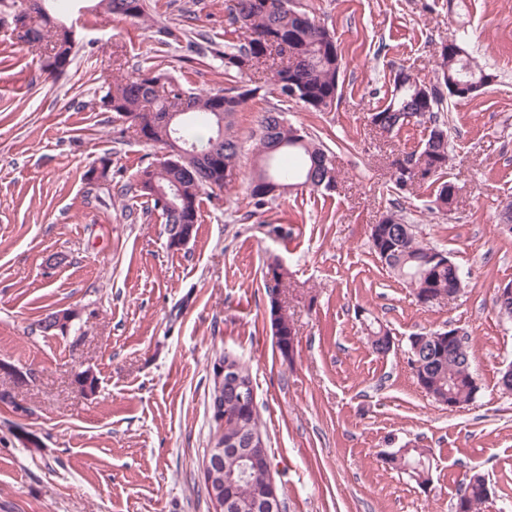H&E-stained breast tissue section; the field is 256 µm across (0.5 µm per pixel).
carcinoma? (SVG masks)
Listing matches in <instances>:
<instances>
[{
	"mask_svg": "<svg viewBox=\"0 0 512 512\" xmlns=\"http://www.w3.org/2000/svg\"><path fill=\"white\" fill-rule=\"evenodd\" d=\"M106 12L131 19L147 17L146 0H106ZM280 0H236L229 14V25L245 29L249 37L241 42L224 38V72L243 77L252 70L266 67L274 70V81L280 94L303 102L315 112L332 109L339 98L340 77L344 71L343 56L335 34L294 6L280 8ZM63 20L46 13L43 20L30 27L24 43L44 48L43 71L62 73L71 64L74 46L60 33ZM483 71L467 58L441 56L437 83L431 86V97L423 100L415 91L401 86L406 70L394 74L387 100L378 110L389 127L396 131L407 125L405 117L419 115L415 123L426 126L427 137L422 147L408 152L415 158L421 172L420 184L434 188L435 208L450 211L459 195L455 183L446 179L450 161L448 136L436 129L447 130L440 120V106L445 101L443 89L450 80ZM258 91L245 85L200 96L180 83L153 69H141L118 78L103 97L113 118L131 126L142 125L141 142L148 147L166 148L172 136L190 150V157L173 167L164 156L139 171L136 187L151 202L152 210L160 213L164 224H181L185 214L171 209L161 196L142 187L147 176L158 185L179 184L190 223L198 221L200 198L215 190L233 187L240 179L239 159L242 143L232 130V117ZM182 110L185 115L178 125L167 127L164 117ZM255 149L260 165L247 182V194L252 205L261 209L281 195L299 187L311 192H329L337 182L336 169L328 162L329 150L307 133L289 123L280 112L265 113L255 135ZM281 187L270 193V185ZM373 253L408 288L417 301L445 293L448 297L463 288V272L453 259H436L440 249L419 239L415 226L392 211L383 215L371 229ZM287 272L278 260L266 265L265 288H284ZM419 350L409 347V363L417 383L435 402L448 399L467 405L473 402L479 387L474 377L468 346H459L437 335V331L417 334ZM261 432L259 413L231 401L224 408V441L242 444L253 433ZM239 449H224L216 465L226 472L238 470ZM387 463L397 469L410 470L419 480H428L426 465L419 448H399L387 455ZM460 492L464 499L451 504V512H480L488 496L485 478L478 472L464 479ZM231 499L230 512H264L256 502L255 489L245 482L224 489Z\"/></svg>",
	"mask_w": 512,
	"mask_h": 512,
	"instance_id": "carcinoma-1",
	"label": "carcinoma"
}]
</instances>
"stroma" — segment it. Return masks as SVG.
I'll use <instances>...</instances> for the list:
<instances>
[{"instance_id": "1", "label": "stroma", "mask_w": 512, "mask_h": 512, "mask_svg": "<svg viewBox=\"0 0 512 512\" xmlns=\"http://www.w3.org/2000/svg\"><path fill=\"white\" fill-rule=\"evenodd\" d=\"M334 31L345 72L331 111L272 94L273 75L236 113L242 176L255 160L262 115L283 113L336 156L337 187L291 193L254 213L243 186L200 199L182 247L136 189L161 151L144 146L100 98L107 82L156 67L195 92L231 86L224 31L234 0H148V21L77 11L76 56L48 75L19 42V7L0 0V512H212L200 468L210 446L212 367L223 353L251 369L261 427L286 512H450L466 473L487 481L481 512H512V322L494 306L512 283V0H294ZM199 34L195 49L164 44L161 27ZM467 28L497 76L464 105L446 102L460 189L448 213L430 190L393 189L392 161L421 146L424 126L382 137L369 117L393 72L436 81L441 46ZM108 162L106 178L88 172ZM448 251L465 273L450 301L421 306L370 248L387 211ZM288 272L283 299L294 351L274 345L265 265ZM67 311V331L42 332ZM394 341L372 351L365 326ZM453 326L468 338L479 392L451 411L420 388L408 363L413 334ZM90 372L94 393L77 376ZM426 449L430 480L385 463L404 444Z\"/></svg>"}]
</instances>
